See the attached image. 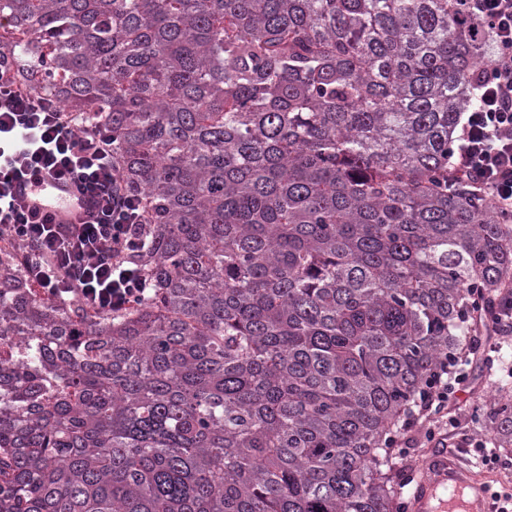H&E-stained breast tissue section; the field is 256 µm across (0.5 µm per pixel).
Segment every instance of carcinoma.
I'll return each mask as SVG.
<instances>
[{
  "mask_svg": "<svg viewBox=\"0 0 512 512\" xmlns=\"http://www.w3.org/2000/svg\"><path fill=\"white\" fill-rule=\"evenodd\" d=\"M34 94L112 128L147 299L92 315L0 245V512H400L390 436L471 363L512 220L448 156L461 0H0ZM512 456V386L480 409Z\"/></svg>",
  "mask_w": 512,
  "mask_h": 512,
  "instance_id": "1",
  "label": "carcinoma"
}]
</instances>
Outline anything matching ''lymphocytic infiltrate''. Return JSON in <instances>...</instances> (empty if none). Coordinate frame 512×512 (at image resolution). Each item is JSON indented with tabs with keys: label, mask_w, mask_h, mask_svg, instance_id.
Segmentation results:
<instances>
[{
	"label": "lymphocytic infiltrate",
	"mask_w": 512,
	"mask_h": 512,
	"mask_svg": "<svg viewBox=\"0 0 512 512\" xmlns=\"http://www.w3.org/2000/svg\"><path fill=\"white\" fill-rule=\"evenodd\" d=\"M494 42L490 63L479 68L475 103L459 118L451 151L457 174L472 180L512 216V0H462ZM72 180L97 199L83 224H58L26 207L11 192L13 179ZM143 213L112 160V130L98 122L75 124L56 101L23 85L13 67L0 66V235L21 244L25 268L44 297L77 302L93 314H115L143 299L149 282L134 262L142 247ZM447 370L407 411L393 447L416 449L420 435L443 433L448 407L457 403Z\"/></svg>",
	"instance_id": "obj_1"
}]
</instances>
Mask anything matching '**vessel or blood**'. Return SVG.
Listing matches in <instances>:
<instances>
[{"label": "vessel or blood", "mask_w": 512, "mask_h": 512, "mask_svg": "<svg viewBox=\"0 0 512 512\" xmlns=\"http://www.w3.org/2000/svg\"><path fill=\"white\" fill-rule=\"evenodd\" d=\"M16 200L49 212L59 224L89 221L96 210L90 196L70 181L22 177L13 183ZM411 512H492V485L486 476L443 453L423 463L410 499Z\"/></svg>", "instance_id": "vessel-or-blood-1"}]
</instances>
